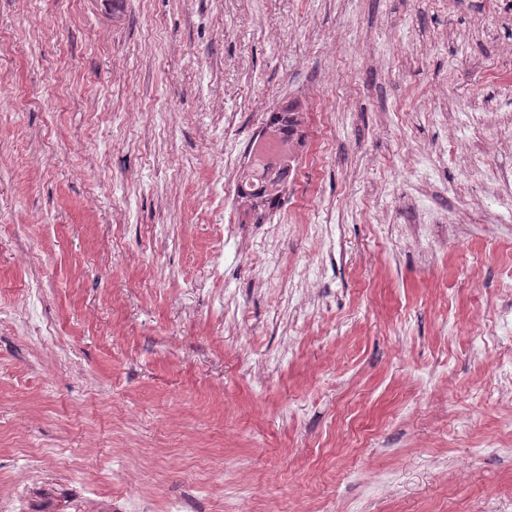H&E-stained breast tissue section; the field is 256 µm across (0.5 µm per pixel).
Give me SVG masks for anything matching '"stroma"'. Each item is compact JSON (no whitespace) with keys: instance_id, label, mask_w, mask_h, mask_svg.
I'll use <instances>...</instances> for the list:
<instances>
[{"instance_id":"1","label":"stroma","mask_w":512,"mask_h":512,"mask_svg":"<svg viewBox=\"0 0 512 512\" xmlns=\"http://www.w3.org/2000/svg\"><path fill=\"white\" fill-rule=\"evenodd\" d=\"M483 14L0 0V493L27 485L34 512L91 493L112 512H512V219L416 211L469 203L474 135L443 112L506 109L482 74L512 33ZM330 71L324 134L311 92ZM437 84L439 111L413 109ZM289 99L313 155L245 223L225 186ZM420 146L448 151L428 185Z\"/></svg>"}]
</instances>
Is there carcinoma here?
<instances>
[{"label":"carcinoma","instance_id":"1","mask_svg":"<svg viewBox=\"0 0 512 512\" xmlns=\"http://www.w3.org/2000/svg\"><path fill=\"white\" fill-rule=\"evenodd\" d=\"M263 134L278 141L283 148L282 167L276 173H266L259 190L237 196V207L254 223L260 224L281 200L295 157L288 146L304 143L303 104L288 100L272 113Z\"/></svg>","mask_w":512,"mask_h":512}]
</instances>
